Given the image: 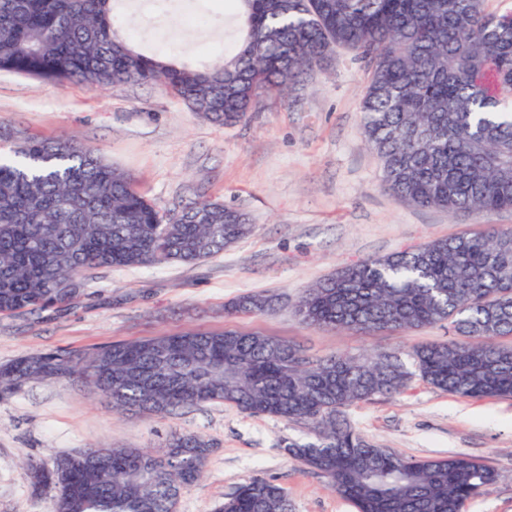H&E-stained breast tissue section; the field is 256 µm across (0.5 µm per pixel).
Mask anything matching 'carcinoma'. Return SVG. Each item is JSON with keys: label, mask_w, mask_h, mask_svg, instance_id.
I'll list each match as a JSON object with an SVG mask.
<instances>
[{"label": "carcinoma", "mask_w": 512, "mask_h": 512, "mask_svg": "<svg viewBox=\"0 0 512 512\" xmlns=\"http://www.w3.org/2000/svg\"><path fill=\"white\" fill-rule=\"evenodd\" d=\"M240 41L195 69L136 52L117 36L112 0H0V70L91 89L159 83L191 110L232 125L265 93H282L337 46L368 72L360 105L385 187L451 215L512 211V13L484 0H230ZM251 232L245 215L198 200L172 223L120 171L70 139L23 138L0 157V313L74 303L86 273L220 255ZM266 294L231 310L262 314ZM296 314L313 326L402 332L448 323L452 338L370 360L315 361L274 336L189 332L114 342L85 355H23L0 365V399L31 381L79 377L118 411L171 414L224 401L253 416L311 425L285 452L356 512H464L497 481L465 456L415 459L369 442L346 410L403 393L418 377L466 399L512 397V227L405 248L344 267L307 289ZM213 444L174 432L163 450L112 449L77 469L63 454L26 462L54 512H171L199 480ZM215 512H293L285 490L256 478Z\"/></svg>", "instance_id": "1"}]
</instances>
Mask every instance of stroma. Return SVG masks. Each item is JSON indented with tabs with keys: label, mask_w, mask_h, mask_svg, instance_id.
<instances>
[{
	"label": "stroma",
	"mask_w": 512,
	"mask_h": 512,
	"mask_svg": "<svg viewBox=\"0 0 512 512\" xmlns=\"http://www.w3.org/2000/svg\"><path fill=\"white\" fill-rule=\"evenodd\" d=\"M226 8L225 0H116L114 28L142 53L204 68L235 48L237 23ZM366 86L363 64L338 48L291 95L260 98L247 122L224 126L157 84L94 91L0 70V133L71 137L125 172L163 212L203 196L245 213L253 226L220 256L101 269L71 306L0 315V365L37 351L224 329L275 336L312 357L401 353L447 341L444 323L405 333L353 331L308 326L295 313L305 289L345 266L490 224L512 226L510 212L454 219L387 190L362 127ZM250 293L275 295V309L226 313ZM348 417L371 443L404 456L463 455L493 468L497 481L466 512H512V398L461 399L417 379L402 395L351 407ZM172 432L213 444L204 477L182 488L176 512H213L253 478L284 487L294 512H355L326 478L284 451L285 440L312 439L304 422L252 416L227 402L169 415L122 413L78 379L31 382L0 399V512H52V493L32 491L27 459L48 463L113 446L155 452Z\"/></svg>",
	"instance_id": "obj_1"
}]
</instances>
